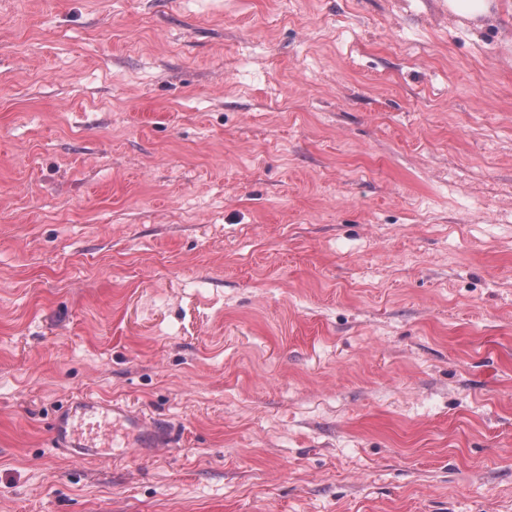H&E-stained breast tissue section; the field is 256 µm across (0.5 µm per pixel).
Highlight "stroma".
<instances>
[{
    "label": "stroma",
    "instance_id": "1",
    "mask_svg": "<svg viewBox=\"0 0 512 512\" xmlns=\"http://www.w3.org/2000/svg\"><path fill=\"white\" fill-rule=\"evenodd\" d=\"M0 512H512V16L0 0ZM112 425L123 438L130 434L136 447L149 453L172 443V431L163 421H149L128 404L101 402L92 396L70 402L54 417L50 429L56 448L75 458H85L96 455L94 448L110 445Z\"/></svg>",
    "mask_w": 512,
    "mask_h": 512
}]
</instances>
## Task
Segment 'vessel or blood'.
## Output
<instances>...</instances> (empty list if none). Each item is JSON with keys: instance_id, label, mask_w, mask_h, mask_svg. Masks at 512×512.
I'll return each instance as SVG.
<instances>
[{"instance_id": "vessel-or-blood-1", "label": "vessel or blood", "mask_w": 512, "mask_h": 512, "mask_svg": "<svg viewBox=\"0 0 512 512\" xmlns=\"http://www.w3.org/2000/svg\"><path fill=\"white\" fill-rule=\"evenodd\" d=\"M131 435L136 447L153 453L169 447L172 432L160 420H147L128 404L85 396L73 400L51 423L55 447L76 458L93 455L111 443L113 432Z\"/></svg>"}]
</instances>
